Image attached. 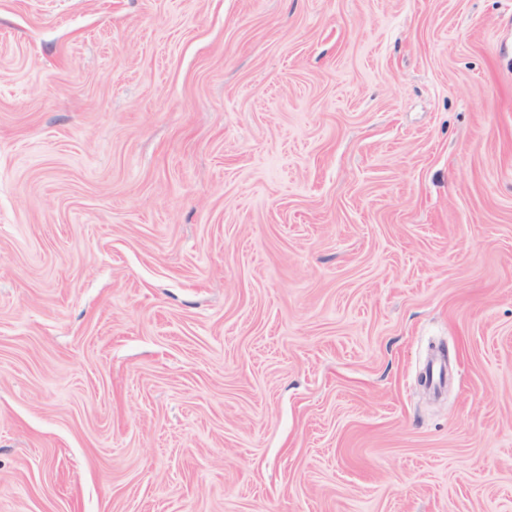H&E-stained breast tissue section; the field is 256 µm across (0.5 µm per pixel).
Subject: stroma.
Returning a JSON list of instances; mask_svg holds the SVG:
<instances>
[{
    "mask_svg": "<svg viewBox=\"0 0 512 512\" xmlns=\"http://www.w3.org/2000/svg\"><path fill=\"white\" fill-rule=\"evenodd\" d=\"M0 512H512V0H0Z\"/></svg>",
    "mask_w": 512,
    "mask_h": 512,
    "instance_id": "35a3bbf8",
    "label": "stroma"
}]
</instances>
